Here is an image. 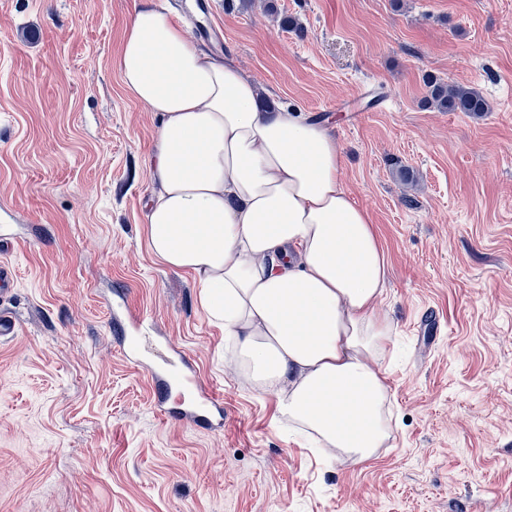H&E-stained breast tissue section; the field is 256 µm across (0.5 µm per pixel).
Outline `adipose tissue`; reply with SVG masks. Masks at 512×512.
Instances as JSON below:
<instances>
[{"mask_svg":"<svg viewBox=\"0 0 512 512\" xmlns=\"http://www.w3.org/2000/svg\"><path fill=\"white\" fill-rule=\"evenodd\" d=\"M118 67L160 123L148 158L152 251L197 277L232 365L276 396L280 421L328 455L370 460L391 439L388 263L344 188L336 138L262 105L253 80L146 5L126 25Z\"/></svg>","mask_w":512,"mask_h":512,"instance_id":"adipose-tissue-1","label":"adipose tissue"}]
</instances>
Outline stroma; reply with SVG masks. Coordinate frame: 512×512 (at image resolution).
Returning a JSON list of instances; mask_svg holds the SVG:
<instances>
[{"instance_id": "obj_1", "label": "stroma", "mask_w": 512, "mask_h": 512, "mask_svg": "<svg viewBox=\"0 0 512 512\" xmlns=\"http://www.w3.org/2000/svg\"><path fill=\"white\" fill-rule=\"evenodd\" d=\"M140 2L0 0V258L18 275L0 512H512V0H153L341 145L396 330L393 439L360 465L278 422L193 274L149 247L159 121L117 67ZM428 74L491 112L427 105ZM133 316L135 363L117 342ZM175 349L223 397L222 431L156 407L149 370Z\"/></svg>"}]
</instances>
